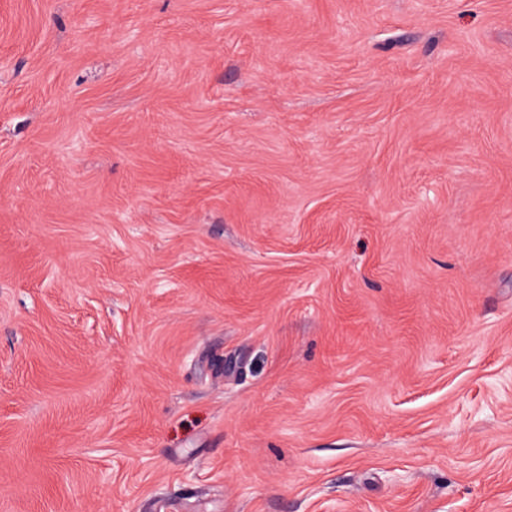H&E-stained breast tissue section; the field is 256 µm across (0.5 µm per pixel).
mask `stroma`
Listing matches in <instances>:
<instances>
[{"label": "stroma", "mask_w": 512, "mask_h": 512, "mask_svg": "<svg viewBox=\"0 0 512 512\" xmlns=\"http://www.w3.org/2000/svg\"><path fill=\"white\" fill-rule=\"evenodd\" d=\"M512 512V0H0V512Z\"/></svg>", "instance_id": "1"}]
</instances>
